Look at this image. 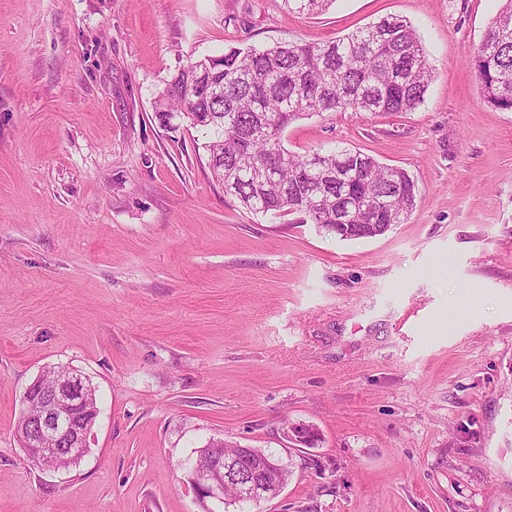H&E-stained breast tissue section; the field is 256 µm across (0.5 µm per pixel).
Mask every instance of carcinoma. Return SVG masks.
I'll return each mask as SVG.
<instances>
[{
  "label": "carcinoma",
  "mask_w": 512,
  "mask_h": 512,
  "mask_svg": "<svg viewBox=\"0 0 512 512\" xmlns=\"http://www.w3.org/2000/svg\"><path fill=\"white\" fill-rule=\"evenodd\" d=\"M287 12L321 14L335 0H283ZM473 65L484 102L512 112V0L492 19ZM433 71L413 26L385 17L329 42L291 41L231 48L179 68L156 111L178 112L209 134L213 177L255 215L298 214L340 240L375 238L402 224L416 204L415 184L399 167L348 148L295 154L288 126L323 112H408L423 102ZM357 159L338 180L336 156ZM224 503L260 512L224 482Z\"/></svg>",
  "instance_id": "cac0c4a2"
}]
</instances>
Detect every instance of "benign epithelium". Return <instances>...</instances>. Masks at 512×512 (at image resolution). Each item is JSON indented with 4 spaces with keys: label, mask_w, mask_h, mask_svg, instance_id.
Returning <instances> with one entry per match:
<instances>
[{
    "label": "benign epithelium",
    "mask_w": 512,
    "mask_h": 512,
    "mask_svg": "<svg viewBox=\"0 0 512 512\" xmlns=\"http://www.w3.org/2000/svg\"><path fill=\"white\" fill-rule=\"evenodd\" d=\"M89 396L88 380L70 367L58 374L56 384L48 390L39 377L26 388L22 400L42 404V417L24 432L25 452L35 456L40 469L56 471L59 457L79 460L88 452L91 428L76 420L75 412ZM284 467L278 455L255 458L245 448L239 457L218 458L200 448L192 482L205 512H220L224 506V478H238L241 496L264 503L279 496L283 488L279 474Z\"/></svg>",
    "instance_id": "1"
}]
</instances>
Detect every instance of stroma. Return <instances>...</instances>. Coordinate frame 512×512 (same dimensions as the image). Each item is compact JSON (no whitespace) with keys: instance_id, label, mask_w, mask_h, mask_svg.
I'll return each mask as SVG.
<instances>
[{"instance_id":"stroma-1","label":"stroma","mask_w":512,"mask_h":512,"mask_svg":"<svg viewBox=\"0 0 512 512\" xmlns=\"http://www.w3.org/2000/svg\"><path fill=\"white\" fill-rule=\"evenodd\" d=\"M503 4L0 0V512H202L186 461L213 439L291 462L264 512H512V112L471 63ZM386 16L422 40L423 102L285 131L408 172L382 236L249 213L155 110L188 62ZM49 366L99 410L59 471L14 434ZM283 2L288 13L315 15L329 10L335 0H283Z\"/></svg>"}]
</instances>
